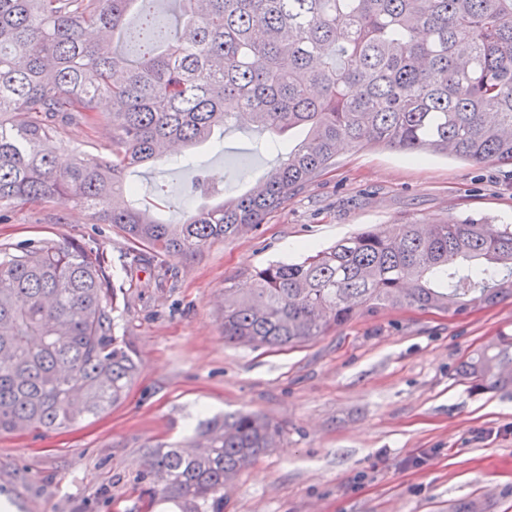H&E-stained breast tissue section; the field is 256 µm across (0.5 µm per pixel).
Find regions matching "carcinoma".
I'll list each match as a JSON object with an SVG mask.
<instances>
[{"label":"carcinoma","mask_w":512,"mask_h":512,"mask_svg":"<svg viewBox=\"0 0 512 512\" xmlns=\"http://www.w3.org/2000/svg\"><path fill=\"white\" fill-rule=\"evenodd\" d=\"M0 0V223L16 204L59 200L121 228L134 265L183 257L255 230L335 163L342 143L473 164L512 162V0ZM95 29L103 39L89 41ZM111 103L112 149L56 166L53 139ZM304 137L246 193L166 224L130 205L131 169L171 147L224 141L243 124ZM190 191L215 193L198 168ZM224 288V340L306 344L353 318L411 307L465 318L512 297V224L481 219L364 228ZM100 245L0 247V434L52 431L125 400L137 373L112 334ZM472 392L512 386V336L455 370ZM258 413L204 417L150 450L155 493L202 512L274 447Z\"/></svg>","instance_id":"1"}]
</instances>
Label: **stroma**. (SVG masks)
I'll return each instance as SVG.
<instances>
[{
	"label": "stroma",
	"mask_w": 512,
	"mask_h": 512,
	"mask_svg": "<svg viewBox=\"0 0 512 512\" xmlns=\"http://www.w3.org/2000/svg\"><path fill=\"white\" fill-rule=\"evenodd\" d=\"M236 130L197 148L196 166L162 161L132 173L165 190L158 215L181 223L198 168L225 196L268 172L277 152ZM59 162L105 156V124H71ZM512 222V163L420 162L384 147L338 150L336 163L290 195L259 229L201 253L134 266L129 241L88 211L56 202L15 207L0 246L25 239L100 243L118 290L115 333L138 373L127 400L47 433L0 435V497L16 512H176L151 496L147 447L190 435L202 413L257 412L280 438L206 512H512V391L469 392L456 366L502 333L512 298L460 319L415 308L355 318L292 349L224 340V285L252 269L298 261L367 226L461 215Z\"/></svg>",
	"instance_id": "obj_1"
}]
</instances>
